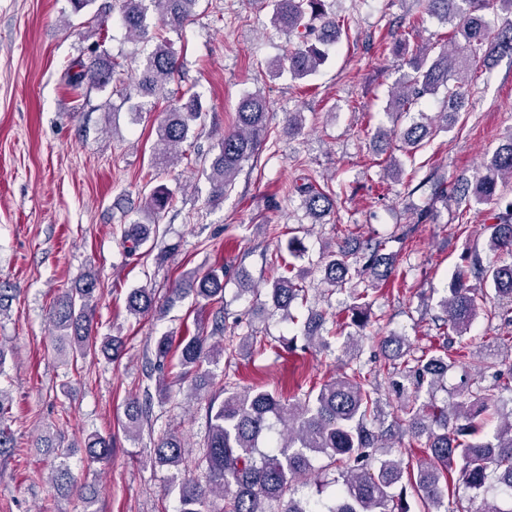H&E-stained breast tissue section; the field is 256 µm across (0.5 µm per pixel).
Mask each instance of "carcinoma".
Returning <instances> with one entry per match:
<instances>
[{
	"mask_svg": "<svg viewBox=\"0 0 512 512\" xmlns=\"http://www.w3.org/2000/svg\"><path fill=\"white\" fill-rule=\"evenodd\" d=\"M421 13L451 25L440 46L420 48L407 60L412 73L391 92L385 111L389 115L410 112L426 96L442 95L443 124L414 122L403 130L377 132L378 141L397 138L403 155L420 150L430 137L448 129V114L457 113L464 99V86L476 72L490 65L497 56L512 57V19L489 37L488 13L497 8L512 16V0H420ZM197 0H121V14L129 37L151 41V20L173 30L182 28L193 17ZM271 23L286 36L283 57L275 62L277 71L288 69L291 76L304 80L313 75L329 57V47L340 38L345 23L326 8V0H273ZM154 41V40H152ZM176 54L166 38L159 36L140 61L137 83L124 90L135 117L151 112V98L176 71ZM121 67L118 59L96 43L87 58L72 60L65 69L68 85H84L100 90L112 83ZM202 112L199 96L170 108L157 123L151 161L156 166L172 163L179 147L191 135L192 124ZM269 102L260 92H248L237 107L236 125L217 144L209 164L214 194L224 196L234 188L241 165L256 154L267 135ZM512 176V132L484 163V174L473 180L461 178L453 187L439 178L429 177L431 200L448 198V193L470 195L478 204L493 205L488 226L489 253L510 258L508 262L484 259L480 250L462 255L448 286V296L440 301L443 339L439 348L415 355L405 336H383L381 348L391 361L394 399L382 400L378 389L355 368L330 381L314 386L303 400L285 402L264 390H224L220 403L208 404V437L197 466L205 468L206 483L183 479L179 485L177 512H208L211 500H224V512H412L402 485V460L393 456L387 441L398 430L413 438L427 439V452L416 463L413 488L419 498L418 512H460L457 499L450 498L448 475L456 471L465 487L477 494L498 488L502 505L479 512H512V410L505 414L490 404L478 382L462 381L459 400L438 405L434 392L445 385L448 373L457 368L452 351L470 332L471 325L484 310L487 297H478L476 284L493 286L498 301L494 315L512 324V197L499 191V181ZM306 210L322 219L334 212L336 192L303 183L295 186ZM171 205L167 188L155 187L145 202L148 222L135 221L124 230L127 251L134 254L150 237V225L158 222ZM387 241L369 238L351 248L343 241L322 252L317 269L327 285L343 287L357 276L370 275L376 284H387L394 276V254L386 252ZM97 278L89 273L81 286L63 295L56 303L50 321L57 331L59 355L77 360L99 352L110 361L124 351L119 336L103 339L92 335L91 314ZM305 288L296 282L291 267L273 281L270 296L274 308L291 316L290 308ZM193 295L219 304L212 332L200 327L179 338L167 334L155 338L150 348V369L177 380L197 376L200 367L224 354V346L210 342L224 333V267L206 272L189 271L182 275L174 297ZM366 293L356 296L350 307L353 321L369 322ZM129 314L161 316L154 289L135 288L126 300ZM326 323L318 311L308 314L305 340H321ZM152 406V395L134 399L126 409L125 428L136 434L140 421ZM11 403L0 388V453L16 450L13 436L5 427ZM391 423H386V420ZM87 458L100 462L112 455V438L100 434L84 442ZM155 460L179 467L186 454L185 441L166 434L153 443ZM324 455L341 478L336 494L328 502L295 498L301 479L313 469V459ZM55 491L73 490L72 475L63 464L51 477Z\"/></svg>",
	"mask_w": 512,
	"mask_h": 512,
	"instance_id": "1",
	"label": "carcinoma"
}]
</instances>
